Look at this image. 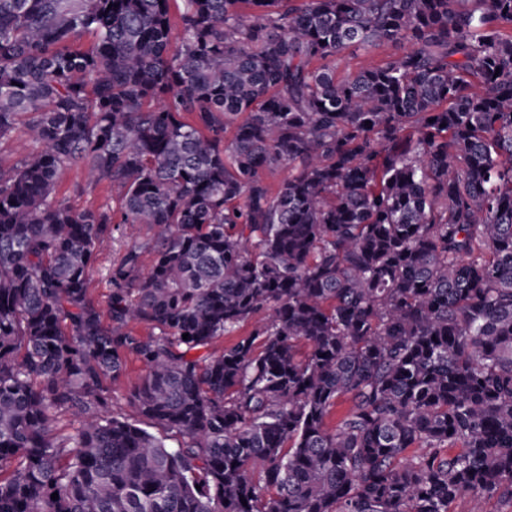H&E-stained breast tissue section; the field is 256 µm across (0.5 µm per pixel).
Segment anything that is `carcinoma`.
<instances>
[{"label":"carcinoma","instance_id":"1","mask_svg":"<svg viewBox=\"0 0 512 512\" xmlns=\"http://www.w3.org/2000/svg\"><path fill=\"white\" fill-rule=\"evenodd\" d=\"M180 2L0 0V512L512 506V0ZM411 48L407 42H401L396 45H386L372 54L358 52L355 56H345L337 61L336 71L339 75H345L355 72L361 68L368 67L374 63L381 61L386 55L393 53H402ZM32 150V146L20 133L8 140L0 142V165L10 166L24 158ZM59 199L76 211L112 209V187L107 180L93 186L85 182V173L76 167L62 170L58 180ZM112 224V233L105 237L99 248L97 262L89 280V294L100 305L103 312L106 310V300L109 294L110 283L107 278L108 269L119 260L121 255L133 244L142 242L147 238L146 231L142 230L131 234V231L122 233ZM145 374L143 364L134 356H129L125 374L112 386V405L109 408L110 414L129 421L139 420L140 417L136 408L129 401V393Z\"/></svg>","mask_w":512,"mask_h":512}]
</instances>
